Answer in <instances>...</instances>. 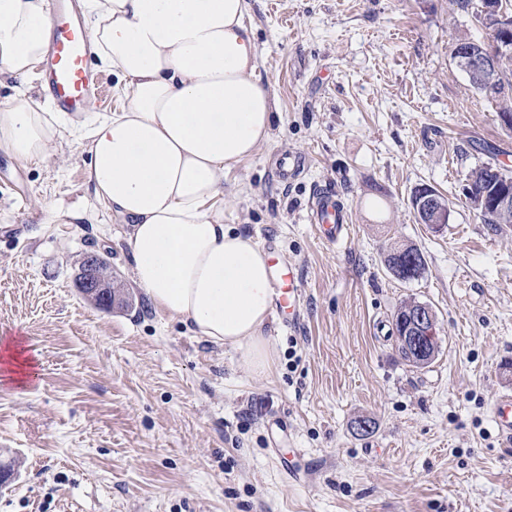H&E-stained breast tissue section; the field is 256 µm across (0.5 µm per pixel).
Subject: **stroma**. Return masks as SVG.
I'll return each instance as SVG.
<instances>
[{
  "instance_id": "obj_1",
  "label": "stroma",
  "mask_w": 512,
  "mask_h": 512,
  "mask_svg": "<svg viewBox=\"0 0 512 512\" xmlns=\"http://www.w3.org/2000/svg\"><path fill=\"white\" fill-rule=\"evenodd\" d=\"M479 0H250L257 74L277 103L271 136L224 178V223L298 270L296 320L264 329L273 376L154 308L132 276L129 225L87 179L81 135L120 111L117 78L89 121L67 125L49 164L0 153V337L36 354L25 386L0 382V512H512V442L489 406L512 393V224L483 223L467 172L512 168V131L452 62L484 41ZM292 151L305 167L275 173ZM422 185L447 199L418 223ZM351 235L307 220L321 188ZM427 265L405 282L394 245ZM123 286L109 309L76 285L85 254ZM436 313L424 368L396 351L392 317ZM372 418L356 435L352 422ZM387 269L399 280L411 281L422 276L426 269V261L422 252L412 244H400L390 249L385 257ZM412 264V268L407 269L408 273H397V267H407Z\"/></svg>"
}]
</instances>
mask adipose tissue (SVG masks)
<instances>
[{"label": "adipose tissue", "instance_id": "adipose-tissue-1", "mask_svg": "<svg viewBox=\"0 0 512 512\" xmlns=\"http://www.w3.org/2000/svg\"><path fill=\"white\" fill-rule=\"evenodd\" d=\"M248 0H87L122 111L85 136L96 199L130 226L133 274L153 306L268 375L276 351L269 256L224 224V176L267 142L277 104L257 75ZM45 0H0V72L32 77L45 56ZM59 117L26 92L0 106V151L50 162Z\"/></svg>", "mask_w": 512, "mask_h": 512}]
</instances>
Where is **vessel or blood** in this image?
<instances>
[{"mask_svg":"<svg viewBox=\"0 0 512 512\" xmlns=\"http://www.w3.org/2000/svg\"><path fill=\"white\" fill-rule=\"evenodd\" d=\"M92 39L80 21L62 7H55L47 38L42 90L54 111L84 116L99 91V77L88 66ZM309 223L315 224L329 244L348 240L350 214L334 190H317L309 205ZM490 415L504 439H512V393L499 395Z\"/></svg>","mask_w":512,"mask_h":512,"instance_id":"b4317fda","label":"vessel or blood"}]
</instances>
